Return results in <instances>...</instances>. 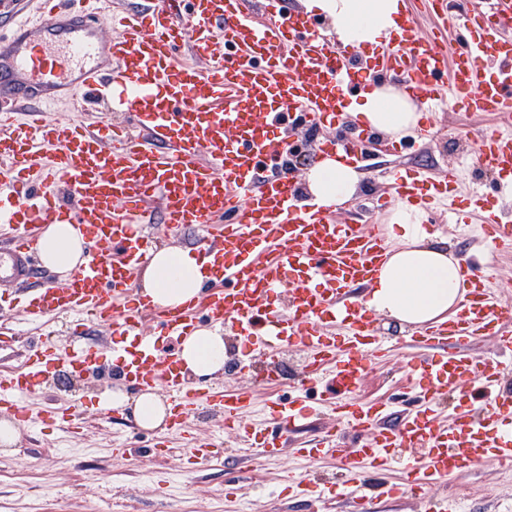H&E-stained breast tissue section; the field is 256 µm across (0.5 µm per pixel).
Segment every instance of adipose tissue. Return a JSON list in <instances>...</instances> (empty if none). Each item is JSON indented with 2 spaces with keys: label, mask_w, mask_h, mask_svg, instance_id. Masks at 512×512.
I'll return each instance as SVG.
<instances>
[{
  "label": "adipose tissue",
  "mask_w": 512,
  "mask_h": 512,
  "mask_svg": "<svg viewBox=\"0 0 512 512\" xmlns=\"http://www.w3.org/2000/svg\"><path fill=\"white\" fill-rule=\"evenodd\" d=\"M310 12L329 18L343 44L380 46L404 9L403 0H307ZM353 112L371 127L393 137L404 136L420 118L412 101L386 88L365 94L352 104ZM317 200L344 202L351 198L357 177L341 159L329 158L308 176ZM390 231L399 248L389 251L373 280L370 307L406 324L441 318L460 295L461 276L456 259L445 250L425 245L427 233L417 208L398 207ZM42 259L67 273L83 261L82 236L72 224H52L39 243ZM206 271L194 253H154L146 273V295L153 303L175 305L196 296ZM182 357L197 373L213 372L224 364V341L214 331L202 330L182 345Z\"/></svg>",
  "instance_id": "1"
}]
</instances>
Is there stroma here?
<instances>
[{
    "mask_svg": "<svg viewBox=\"0 0 512 512\" xmlns=\"http://www.w3.org/2000/svg\"><path fill=\"white\" fill-rule=\"evenodd\" d=\"M489 113H439L436 131L420 149L395 157L378 155L366 146L364 162L371 170L409 165L430 171L453 162L456 151L447 126L478 137L490 129ZM68 317L54 318L48 326L24 327L10 349L0 351V371L20 366L27 343L40 341L68 351L73 341ZM401 354L393 352L375 363L357 391L366 403L392 399L407 392L410 383L401 370ZM124 393L107 369L88 375L80 393L47 387L32 400V407L51 403L73 405L79 437L67 439L47 427L28 429L17 436L12 448L0 451V512H337V503L307 505L284 495L289 478L304 475L308 462L285 454L267 458L258 451H240L232 432L222 431L210 413L200 412L192 428L202 436L223 434L227 455L198 465L186 462V450L168 440L164 428L131 434L122 423L101 419L99 409L107 391ZM168 441L169 450L156 456L155 446ZM125 442V455H114V444ZM244 471L249 486L237 500L224 497V480L230 471ZM465 487L469 497L454 498L452 487ZM444 506L464 512H505L512 505V469L483 466L453 479L451 486L435 490Z\"/></svg>",
    "mask_w": 512,
    "mask_h": 512,
    "instance_id": "stroma-1",
    "label": "stroma"
}]
</instances>
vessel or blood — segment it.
<instances>
[{
	"instance_id": "vessel-or-blood-1",
	"label": "vessel or blood",
	"mask_w": 512,
	"mask_h": 512,
	"mask_svg": "<svg viewBox=\"0 0 512 512\" xmlns=\"http://www.w3.org/2000/svg\"><path fill=\"white\" fill-rule=\"evenodd\" d=\"M0 0V300L27 296L30 325L70 313L111 325L104 346L67 354L30 346L24 368L0 374V414L23 426L73 432L71 418L47 407L32 416L23 399L61 372L81 375L111 366L136 393L165 391L169 435L196 465L223 456L224 440L189 430L207 409L239 445L263 456L287 452L314 461L338 458L334 478L305 474L292 497L346 501L369 512L377 500L411 489L423 512H443L434 489L488 461L512 467V365L485 357L478 343L512 353V306L494 286L489 255L512 249V224L484 187L470 193L483 229L479 254H460L463 294L451 316L415 326L407 364L415 405L391 414L356 397L368 365L388 343L368 307L374 273L387 251L383 225H365L352 209L337 211L304 197L301 173L327 158L368 177L360 146L375 137L355 121L341 140L326 136L351 110L355 94L381 86L425 106L421 129L439 109L493 112L504 122L480 135L477 153L496 190L512 187V0L456 8L427 0L439 37L456 36L448 57L401 13L383 41L382 65L361 66L352 52L325 39L304 0H146L121 15L113 0ZM266 15L257 24L255 10ZM111 34H104L100 17ZM92 101L101 120L56 118L64 102ZM460 171L448 165L425 176L402 168L386 177L378 210L398 203L421 210L454 201ZM48 224L78 225L85 260L61 275L45 265L38 234ZM194 253L207 275L200 293L176 306L152 303L131 282L156 248ZM152 333H144L145 324ZM240 343L243 366L263 355L261 375L281 376L279 357L305 354L316 399L272 402L273 434L247 422L250 394L200 385L179 345L204 326ZM481 385V405L468 404L467 384ZM336 425L294 444L313 419ZM402 469V483L374 489L372 473Z\"/></svg>"
}]
</instances>
